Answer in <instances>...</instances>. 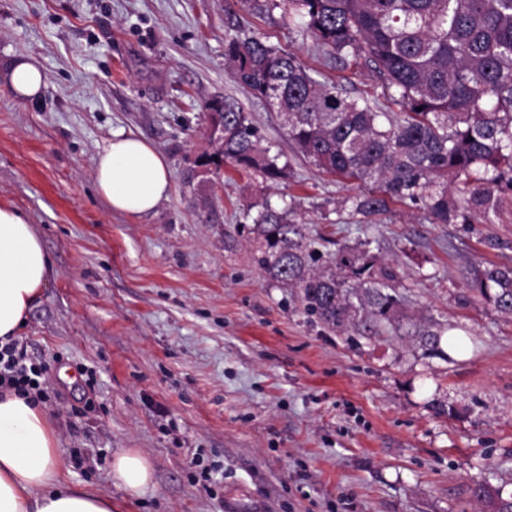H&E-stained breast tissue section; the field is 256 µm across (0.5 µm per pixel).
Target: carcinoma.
Segmentation results:
<instances>
[{"instance_id": "cac0c4a2", "label": "carcinoma", "mask_w": 512, "mask_h": 512, "mask_svg": "<svg viewBox=\"0 0 512 512\" xmlns=\"http://www.w3.org/2000/svg\"><path fill=\"white\" fill-rule=\"evenodd\" d=\"M329 60L351 61L377 78L382 97L403 111L384 110L376 98L353 99L333 82L315 78L298 57L260 37H225L231 76L265 101L299 152L318 169L361 182L349 198L366 217L392 200L420 204L436 224H469L512 192V0H270ZM220 132L207 156L267 181L287 165L262 145L233 97L206 104ZM467 193L468 207L454 193ZM248 229L252 260L280 288L298 292L307 313L331 329L390 319L397 298L395 270L375 266L367 243L344 246L334 267L314 269L315 250L291 211L267 197ZM467 284L497 310L512 314V267L470 272ZM356 300H351V297ZM477 495L495 512L512 500L483 487Z\"/></svg>"}]
</instances>
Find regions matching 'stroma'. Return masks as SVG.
I'll list each match as a JSON object with an SVG mask.
<instances>
[{
    "label": "stroma",
    "instance_id": "stroma-1",
    "mask_svg": "<svg viewBox=\"0 0 512 512\" xmlns=\"http://www.w3.org/2000/svg\"><path fill=\"white\" fill-rule=\"evenodd\" d=\"M294 52L347 96L377 97L369 70L324 60L262 0H0V60L36 59L41 99L0 80V204L28 216L50 278L20 337L46 365L45 409L70 483L115 512H493L512 500V314L471 292L467 270L512 266V195L469 224L391 203L367 223L359 183L298 154L275 112L236 84L228 23ZM231 96L287 163L265 184L231 165L203 174L204 105ZM118 132L166 158L170 188L139 216L97 193ZM291 204L330 266L368 242L396 274L393 325L337 332L251 258L246 202ZM454 328L431 352L418 324ZM149 458L131 499L111 479L122 449Z\"/></svg>",
    "mask_w": 512,
    "mask_h": 512
}]
</instances>
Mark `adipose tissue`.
<instances>
[{"label":"adipose tissue","mask_w":512,"mask_h":512,"mask_svg":"<svg viewBox=\"0 0 512 512\" xmlns=\"http://www.w3.org/2000/svg\"><path fill=\"white\" fill-rule=\"evenodd\" d=\"M16 94L40 99L46 76L30 57L4 69ZM98 192L113 211L139 215L154 209L169 188L165 157L148 142L117 134L94 166ZM51 261L28 217L0 205V339L17 337L45 287ZM111 476L130 497L152 481V467L138 449L112 460ZM0 512H112V500L70 484L59 459L57 433L42 405L0 394Z\"/></svg>","instance_id":"adipose-tissue-1"}]
</instances>
